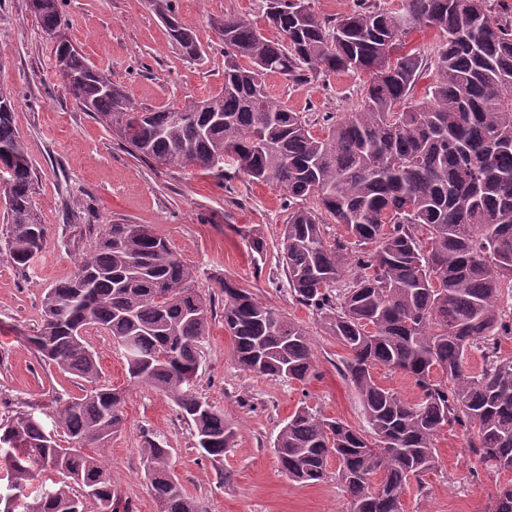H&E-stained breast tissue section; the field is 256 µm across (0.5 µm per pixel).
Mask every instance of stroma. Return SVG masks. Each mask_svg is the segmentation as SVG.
I'll return each mask as SVG.
<instances>
[{
  "label": "stroma",
  "mask_w": 512,
  "mask_h": 512,
  "mask_svg": "<svg viewBox=\"0 0 512 512\" xmlns=\"http://www.w3.org/2000/svg\"><path fill=\"white\" fill-rule=\"evenodd\" d=\"M182 22L208 44L202 62L185 60L169 42L147 0H63L75 46L105 69L139 103L158 108L202 99L224 82V46L210 19L234 15L277 38L263 17L262 0H175ZM362 81L338 72L311 84L266 78L269 95L298 112H349ZM0 85L16 99L14 121L37 176L34 200L49 235L26 271L0 254V420L30 405H55L81 395L86 384L43 361L27 343L41 318L42 298L73 276L80 255L108 224H147L166 238L193 271L192 288L220 298L231 278L264 303L302 323L313 336L318 376L301 385L240 370L215 307L195 381L200 397L224 412L235 445L219 461L204 457L194 430L162 393L132 384L111 336L89 331L99 357V381L124 393L125 425L107 451L112 482L132 512H157L141 459L143 437L163 436L173 448L174 471L199 512H349L335 477L316 485L289 481L278 469L273 441L288 416L308 405L354 426L364 423L358 395L342 373L343 348L325 335L316 313L291 296L278 263L277 243L288 209L283 191L217 170L160 167L131 152L84 112L56 74L52 45L29 0H0ZM260 230L264 254L247 238ZM439 467L423 487L404 496V512H488L498 484L512 474L484 472L472 481V456L463 431L446 428L436 439Z\"/></svg>",
  "instance_id": "stroma-1"
}]
</instances>
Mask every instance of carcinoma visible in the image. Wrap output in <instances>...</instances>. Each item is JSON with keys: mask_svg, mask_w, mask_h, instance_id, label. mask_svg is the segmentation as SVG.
<instances>
[{"mask_svg": "<svg viewBox=\"0 0 512 512\" xmlns=\"http://www.w3.org/2000/svg\"><path fill=\"white\" fill-rule=\"evenodd\" d=\"M43 30L66 29L59 0H37ZM168 37L191 61L206 48L172 0H149ZM268 39L239 16L210 22L224 44V83L181 111L139 104L122 86H101L102 70L68 43L54 45L71 96L132 152L164 166L211 170L230 158L235 172L288 196L278 259L297 303L316 312L324 333L347 356L367 427L308 406L277 433L281 473L312 485L336 481L350 512H402L411 483L438 468L436 437L449 426L469 435L480 469L512 472V12L491 0H400L397 8L362 0L333 21L310 0H266ZM432 28L430 50L406 49L418 28ZM428 97L411 102L425 68ZM365 73L351 111L322 120L270 97L265 76L308 84L336 71ZM16 99L0 87V162L28 157L13 115ZM321 127L316 133L315 127ZM31 161L4 188L5 250L23 270L43 249L48 228L34 199ZM345 227L329 237L328 225ZM191 269L145 224H107L76 274L47 289L42 319L27 341L63 372L92 384L54 413L69 447L34 411L0 424V465L23 494L19 512H114L112 473L103 457L125 422L123 392L96 384L98 355L88 330L121 346L132 383L163 393L220 459L234 447L224 412L192 388L209 337L214 302L190 287ZM92 294L84 302L83 291ZM224 330L243 371L307 384L317 365L310 332L226 278ZM482 357L472 372L465 359ZM403 374L415 402L381 384L373 369ZM173 449L145 437L141 455L158 512H198L172 465ZM490 512H512V480L496 487Z\"/></svg>", "mask_w": 512, "mask_h": 512, "instance_id": "1", "label": "carcinoma"}]
</instances>
